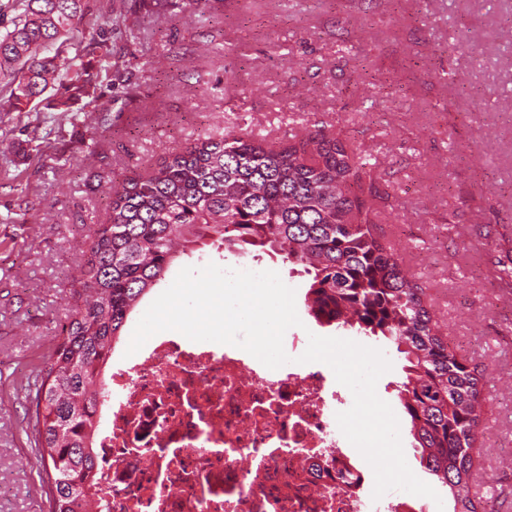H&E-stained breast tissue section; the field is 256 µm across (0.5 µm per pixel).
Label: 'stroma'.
I'll return each instance as SVG.
<instances>
[{
    "mask_svg": "<svg viewBox=\"0 0 512 512\" xmlns=\"http://www.w3.org/2000/svg\"><path fill=\"white\" fill-rule=\"evenodd\" d=\"M86 18L71 45L88 95L63 116L44 100L0 112V512H49L24 385L69 320L107 181L216 123L274 145L339 133L375 164L390 195L377 232L482 378L471 493L512 512V288L497 278L512 257V0H87ZM211 262L278 272L312 333L383 350L377 393L399 409L393 345L318 325L305 278L275 256L200 245L173 268Z\"/></svg>",
    "mask_w": 512,
    "mask_h": 512,
    "instance_id": "stroma-1",
    "label": "stroma"
}]
</instances>
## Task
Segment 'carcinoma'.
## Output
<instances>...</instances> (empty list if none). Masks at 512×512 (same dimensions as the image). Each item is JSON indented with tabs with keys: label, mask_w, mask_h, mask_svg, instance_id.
Instances as JSON below:
<instances>
[{
	"label": "carcinoma",
	"mask_w": 512,
	"mask_h": 512,
	"mask_svg": "<svg viewBox=\"0 0 512 512\" xmlns=\"http://www.w3.org/2000/svg\"><path fill=\"white\" fill-rule=\"evenodd\" d=\"M0 33L8 110L60 85L88 93L80 56L62 55L84 0H12ZM377 171L341 134L278 147L249 133L216 130L163 158L148 175L111 187L106 224L88 227L76 305L66 336L36 369L28 421L50 488V512H90L100 380L140 300L174 262L205 239L227 250L258 248L309 277L304 303L319 324L384 339L403 355L397 397L420 465L448 488L451 512H478L469 483L480 422V376L448 335L394 249L376 233Z\"/></svg>",
	"instance_id": "carcinoma-1"
}]
</instances>
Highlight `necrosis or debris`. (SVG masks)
I'll list each match as a JSON object with an SVG mask.
<instances>
[{"instance_id":"obj_1","label":"necrosis or debris","mask_w":512,"mask_h":512,"mask_svg":"<svg viewBox=\"0 0 512 512\" xmlns=\"http://www.w3.org/2000/svg\"><path fill=\"white\" fill-rule=\"evenodd\" d=\"M168 334L112 370L97 437L96 512H420L417 496L351 493L357 460L337 413L349 393L329 369Z\"/></svg>"}]
</instances>
